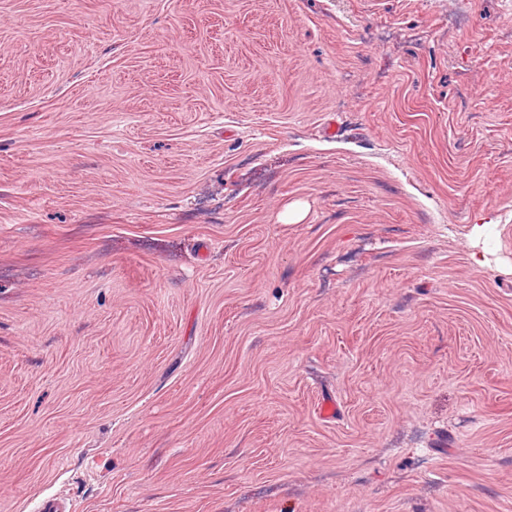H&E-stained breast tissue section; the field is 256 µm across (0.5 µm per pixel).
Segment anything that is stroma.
Segmentation results:
<instances>
[{
	"instance_id": "obj_1",
	"label": "stroma",
	"mask_w": 512,
	"mask_h": 512,
	"mask_svg": "<svg viewBox=\"0 0 512 512\" xmlns=\"http://www.w3.org/2000/svg\"><path fill=\"white\" fill-rule=\"evenodd\" d=\"M53 494L512 512V0H0V512Z\"/></svg>"
}]
</instances>
